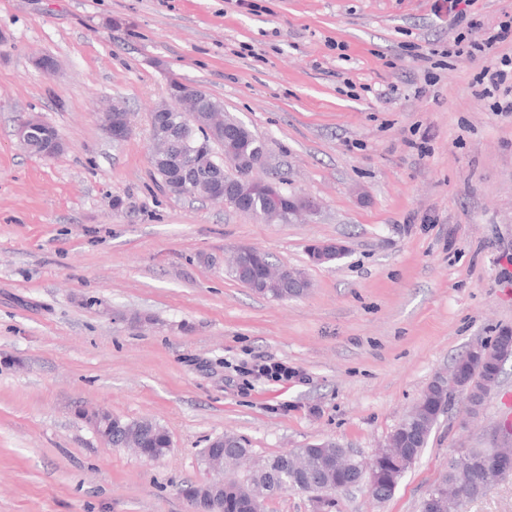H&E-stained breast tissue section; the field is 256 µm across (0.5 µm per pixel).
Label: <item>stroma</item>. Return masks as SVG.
Wrapping results in <instances>:
<instances>
[{"label": "stroma", "mask_w": 512, "mask_h": 512, "mask_svg": "<svg viewBox=\"0 0 512 512\" xmlns=\"http://www.w3.org/2000/svg\"><path fill=\"white\" fill-rule=\"evenodd\" d=\"M454 36L442 0H0V512H192L180 488L227 432L254 462L323 439L371 458L436 375L512 329V114L482 81L512 40L422 61ZM173 78L264 143L256 173L312 202L302 222L166 190L150 117ZM33 113L53 157L17 142ZM325 241L345 254L311 264ZM242 247L309 290L238 283ZM259 358L298 375H248ZM509 395L512 358L477 414L451 394L390 500L343 489L333 512H420L449 459L502 436ZM95 408L156 420L169 454L106 444ZM102 122L105 130L115 141L124 139L130 132V120L127 112H122L116 104L102 113Z\"/></svg>", "instance_id": "stroma-1"}]
</instances>
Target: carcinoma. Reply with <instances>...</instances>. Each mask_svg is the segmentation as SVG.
Segmentation results:
<instances>
[{
    "label": "carcinoma",
    "instance_id": "obj_1",
    "mask_svg": "<svg viewBox=\"0 0 512 512\" xmlns=\"http://www.w3.org/2000/svg\"><path fill=\"white\" fill-rule=\"evenodd\" d=\"M227 139L221 142L224 156L214 153V143L202 137L188 118L187 113L172 108L163 113V128L168 133L166 151L177 159L192 153L197 159V168L188 173L191 185L180 190L171 179L172 171L158 167L156 171L167 189L174 195H194L211 197L212 182L218 177L236 184L239 198L226 197L224 201L243 213L251 214L268 222L288 224L293 221L292 207L288 203L293 197L283 194L280 207L273 209L263 195H251L252 184L242 181V176L253 173L252 161L256 154L264 149L258 140L244 125L229 118L223 119ZM58 132L50 125L35 137L26 150L40 157H52L53 140ZM234 165L237 175H224V162ZM277 269L269 254L250 248L232 262L231 276L253 291L282 300L290 294H301L309 288V282L301 272L291 283H278L272 279ZM512 356V330L499 331L492 342L482 343L469 349L455 362L449 378L434 377L427 385L419 400L406 414L399 425L388 436L387 444L397 449L395 453L377 454L371 461L346 453V449L334 440L309 444L304 448H295L267 459L251 470L240 481H226L216 488V498L221 512H264L265 500L276 493L294 490L315 496L322 507L333 508L336 501L332 494L336 488H345L356 483L361 477H367L380 500L392 497L405 473L413 466L429 437L441 413L448 405V387L463 394L470 408L480 405L476 391L483 384L499 382L502 364ZM135 442L140 455L157 462L170 452V439L165 428L149 419L127 420L121 417L112 419V439L114 447H125ZM248 454L245 442L234 433L210 439L201 451L205 464L217 460L222 465H235ZM488 456L486 448H472L463 457L468 461L465 480L456 482L457 461H452L438 486L456 484L452 497L446 502L445 512H459L464 500L482 497L491 486L483 477V467Z\"/></svg>",
    "mask_w": 512,
    "mask_h": 512
}]
</instances>
